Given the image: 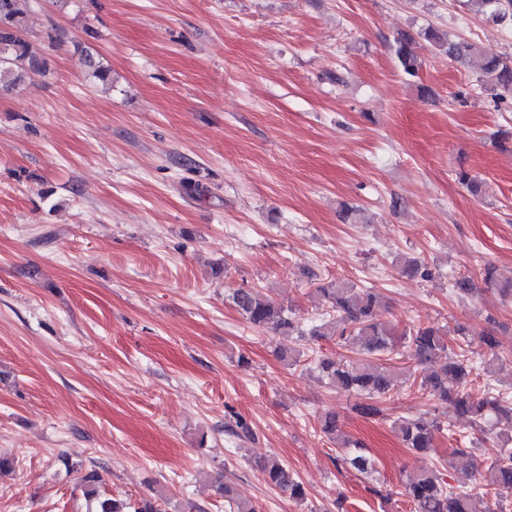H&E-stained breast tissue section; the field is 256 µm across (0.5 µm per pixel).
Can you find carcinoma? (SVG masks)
Instances as JSON below:
<instances>
[{
    "label": "carcinoma",
    "mask_w": 512,
    "mask_h": 512,
    "mask_svg": "<svg viewBox=\"0 0 512 512\" xmlns=\"http://www.w3.org/2000/svg\"><path fill=\"white\" fill-rule=\"evenodd\" d=\"M486 18L497 24L512 20V0H476ZM21 0H0V91H9L25 82L32 73L43 72L46 62L26 38L21 25ZM422 40L448 56L463 61L470 55L469 47L454 42L448 35L434 28H426L416 34L404 32L395 40L394 53L403 73L413 76L418 72L420 61L414 51L417 40ZM82 65L99 80H106L109 69L86 53ZM483 78L498 91V96H512V60L494 55H482L473 61ZM492 264L484 268L486 284L496 287L504 297L512 298V282L501 283ZM315 292L324 302L327 319L311 331L317 338L335 336L338 345L349 347L359 355L382 356L406 345L409 356L426 366L420 386L429 390L437 400L451 405L457 414L467 416L482 424L483 431L493 435L502 448L500 455L483 468L473 467L464 471L458 479L459 486H450L431 470H421L402 483V495L413 505V512H473L472 500L479 491L492 486L500 493L512 495V401L493 392L489 386L475 394L471 392L472 363L466 358L465 349L455 351L450 340L461 346L468 343L471 331L458 324L449 331L440 326H418L399 330L381 321L376 310L379 296L346 282H319ZM229 302L252 326L270 329L276 333L290 334L298 330L292 311L269 292L258 288H241L228 295ZM481 340L491 352V359L483 363V376L494 374L499 361L500 342L497 337L484 332ZM318 376L338 392L349 393L361 399L353 405L358 414L370 418L381 414V400L402 386L405 380L394 368L379 365L372 367L361 359H338L320 355L313 361ZM457 381L459 389L448 390V378ZM440 426L424 418L400 419L394 432L403 446L422 453L433 447L436 431ZM321 431L336 441L341 448L342 461L362 474L374 470L375 461L360 441L336 437V415H324ZM265 483L289 494L295 500H304L306 492L295 480L288 468L278 459H267L261 468ZM216 493L233 503L236 512H259L251 502L234 498L233 487L223 482L216 486ZM100 512H160L156 501L142 499L138 507L129 510L128 503L106 499L100 503Z\"/></svg>",
    "instance_id": "obj_1"
}]
</instances>
